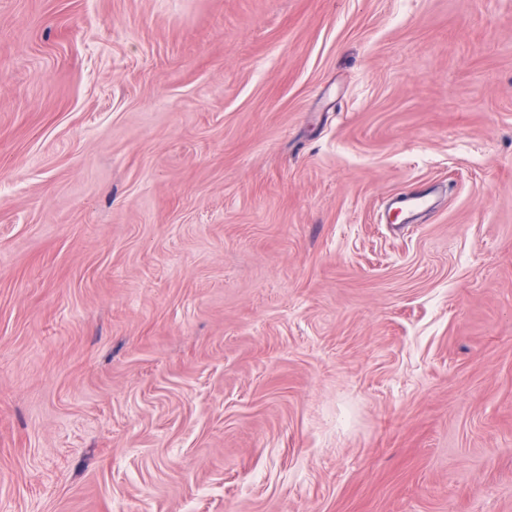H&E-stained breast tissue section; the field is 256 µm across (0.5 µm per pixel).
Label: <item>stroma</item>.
Listing matches in <instances>:
<instances>
[{
	"label": "stroma",
	"instance_id": "35a3bbf8",
	"mask_svg": "<svg viewBox=\"0 0 512 512\" xmlns=\"http://www.w3.org/2000/svg\"><path fill=\"white\" fill-rule=\"evenodd\" d=\"M0 512H512V0H0ZM433 205L432 193L428 189L398 193L390 199L389 209H397L407 219V224L418 222L420 215Z\"/></svg>",
	"mask_w": 512,
	"mask_h": 512
}]
</instances>
